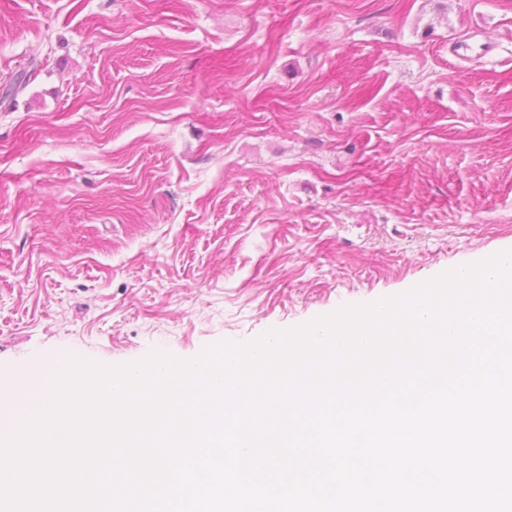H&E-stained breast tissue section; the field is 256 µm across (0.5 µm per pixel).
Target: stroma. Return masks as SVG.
<instances>
[{"mask_svg": "<svg viewBox=\"0 0 512 512\" xmlns=\"http://www.w3.org/2000/svg\"><path fill=\"white\" fill-rule=\"evenodd\" d=\"M481 28L494 50L460 60ZM0 380L246 344L512 247V0H0Z\"/></svg>", "mask_w": 512, "mask_h": 512, "instance_id": "stroma-1", "label": "stroma"}]
</instances>
